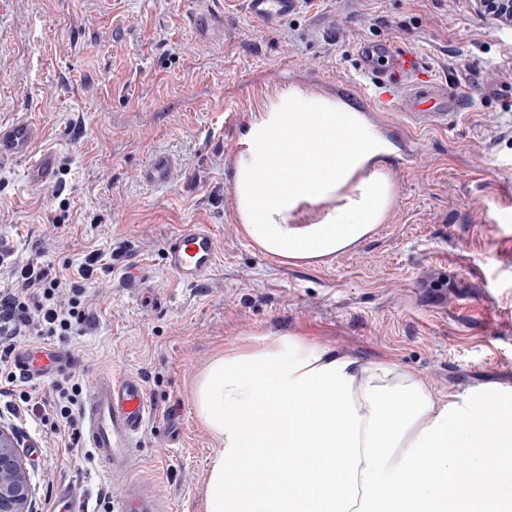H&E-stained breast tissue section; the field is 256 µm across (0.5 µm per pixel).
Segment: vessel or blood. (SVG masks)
Masks as SVG:
<instances>
[{
    "instance_id": "1",
    "label": "vessel or blood",
    "mask_w": 512,
    "mask_h": 512,
    "mask_svg": "<svg viewBox=\"0 0 512 512\" xmlns=\"http://www.w3.org/2000/svg\"><path fill=\"white\" fill-rule=\"evenodd\" d=\"M250 18L273 29L303 8V0H244ZM358 59L364 81L359 89L372 108L399 113L418 130H444L463 108L460 93L449 91L447 82L425 75L417 47L386 39L359 43ZM40 130L18 119L0 125V162L24 160L28 178L37 186L55 178L59 158L55 151L37 150ZM176 159L165 152L153 153L140 170L143 182L164 187L172 178ZM164 263L183 284L198 286L217 268L215 233L209 224H186L171 234L163 248ZM19 374L28 380H43L67 370L73 357L60 348L44 344L23 345L13 354ZM152 409L141 378L118 375L90 385L85 402V436L105 463L113 482L122 492L113 500V512H170L167 501L150 487L133 479L135 448L145 432Z\"/></svg>"
}]
</instances>
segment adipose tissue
Instances as JSON below:
<instances>
[{"instance_id":"adipose-tissue-1","label":"adipose tissue","mask_w":512,"mask_h":512,"mask_svg":"<svg viewBox=\"0 0 512 512\" xmlns=\"http://www.w3.org/2000/svg\"><path fill=\"white\" fill-rule=\"evenodd\" d=\"M234 161L235 213L263 253L316 261L385 223L394 190L390 143L364 113L291 86L251 113ZM291 162L267 169L273 152ZM265 379L275 391L257 385ZM469 417L395 362L341 355L301 337L259 339L216 356L192 385L201 424L219 446L205 512H512V415L484 392ZM483 446L460 467L448 448ZM292 448L285 493L269 496L228 472L251 448Z\"/></svg>"}]
</instances>
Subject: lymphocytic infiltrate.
<instances>
[{
    "instance_id": "obj_1",
    "label": "lymphocytic infiltrate",
    "mask_w": 512,
    "mask_h": 512,
    "mask_svg": "<svg viewBox=\"0 0 512 512\" xmlns=\"http://www.w3.org/2000/svg\"><path fill=\"white\" fill-rule=\"evenodd\" d=\"M105 266V255L93 250L78 261L65 263L58 271L31 261H17L0 280V381L8 385L0 393L5 397L0 407L12 417H23L32 400L28 391L14 388L17 374L11 354L16 337L65 336L73 327L89 323V304L81 283ZM54 387L55 407L52 413L40 415L44 441L49 444L60 438L65 447H78L82 437L78 427L82 387L68 376L57 379Z\"/></svg>"
}]
</instances>
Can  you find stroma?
Listing matches in <instances>:
<instances>
[{
    "instance_id": "obj_1",
    "label": "stroma",
    "mask_w": 512,
    "mask_h": 512,
    "mask_svg": "<svg viewBox=\"0 0 512 512\" xmlns=\"http://www.w3.org/2000/svg\"><path fill=\"white\" fill-rule=\"evenodd\" d=\"M415 44L426 70L466 92L445 130L407 128L371 112L396 150L385 224L321 261L264 254L234 214L233 163L249 113L291 85L359 106L356 51L367 39ZM512 31L475 0H307L275 29L243 0H0V122L25 116L59 157L53 181L28 185L27 163L0 167V244L58 268L97 249L111 268L84 281L94 326L56 338L82 386L143 379L156 410L134 477L173 505L205 512L216 442L196 417L195 376L260 337L295 335L370 362L394 361L439 395L512 394ZM165 150L171 183L138 172ZM183 224L213 225L219 264L205 284L180 283L163 243ZM141 267L146 307L124 279ZM35 490L58 486L112 512L119 487L93 449L44 447L38 418L0 415Z\"/></svg>"
}]
</instances>
